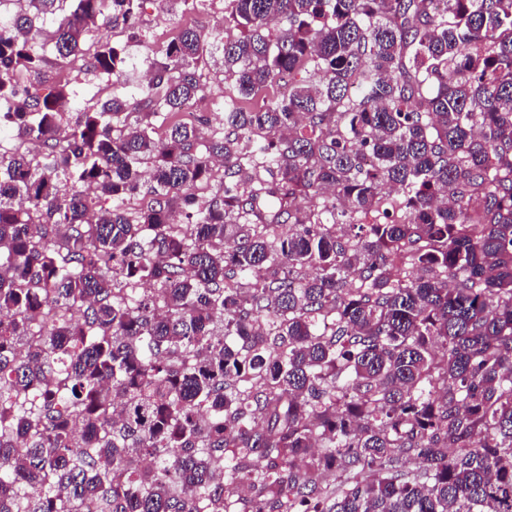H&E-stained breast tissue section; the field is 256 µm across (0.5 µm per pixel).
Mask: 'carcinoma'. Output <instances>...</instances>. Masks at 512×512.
Segmentation results:
<instances>
[{"label":"carcinoma","instance_id":"cac0c4a2","mask_svg":"<svg viewBox=\"0 0 512 512\" xmlns=\"http://www.w3.org/2000/svg\"><path fill=\"white\" fill-rule=\"evenodd\" d=\"M4 1L0 512H512V0ZM210 0L197 2L194 8L169 15L163 13L159 4L149 5L139 21L142 42H129L126 53L129 57L132 81L123 90L126 94H134L137 80L140 78L141 58L145 45H152L157 51L167 43L175 40L185 29H194L202 35L224 28V9ZM214 42L212 56L208 58L207 82L203 99L193 108L194 112H214L224 104V98L232 96L235 89L224 81L223 52ZM46 55L48 63L43 76L49 82L66 84L67 91L72 93L71 96L76 102L93 106L97 101L100 105L106 99V94L98 92L103 82L93 72L82 70L70 73V65L65 60L56 58L50 50L46 51Z\"/></svg>","mask_w":512,"mask_h":512}]
</instances>
